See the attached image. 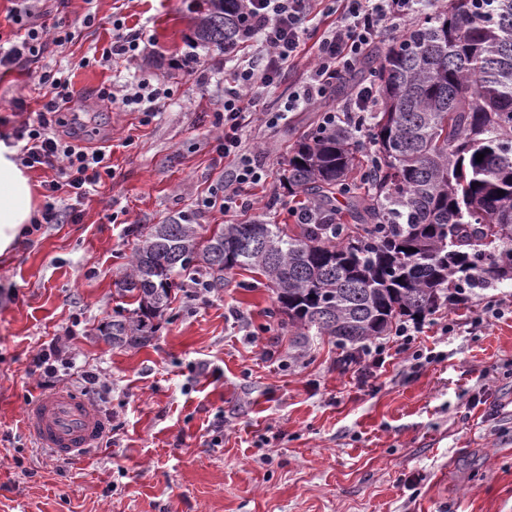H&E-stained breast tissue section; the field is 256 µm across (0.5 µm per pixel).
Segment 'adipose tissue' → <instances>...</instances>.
I'll use <instances>...</instances> for the list:
<instances>
[{
    "mask_svg": "<svg viewBox=\"0 0 512 512\" xmlns=\"http://www.w3.org/2000/svg\"><path fill=\"white\" fill-rule=\"evenodd\" d=\"M35 210L32 185L15 159V150L0 141V254L20 240Z\"/></svg>",
    "mask_w": 512,
    "mask_h": 512,
    "instance_id": "obj_1",
    "label": "adipose tissue"
}]
</instances>
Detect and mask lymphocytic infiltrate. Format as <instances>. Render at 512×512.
Wrapping results in <instances>:
<instances>
[{
	"label": "lymphocytic infiltrate",
	"instance_id": "obj_1",
	"mask_svg": "<svg viewBox=\"0 0 512 512\" xmlns=\"http://www.w3.org/2000/svg\"><path fill=\"white\" fill-rule=\"evenodd\" d=\"M38 2L20 0L14 11V38L9 46L0 45V67L37 65L36 77L46 88L40 108L14 129L12 145L23 167L52 172L46 184L49 192L65 185L80 197L100 182L109 159L105 151L87 150L59 133L74 91L64 71L39 68L38 62L49 48L66 44L71 33L63 22H43ZM317 2L244 0L237 38L224 48V139L219 150L228 160L229 170L221 192L202 199V208L225 213L249 208L252 201L246 191L263 180L261 165L243 148V130L251 119L244 103L247 90L271 85L284 66L306 48L311 56L308 77L299 90L289 94L282 109L294 112L317 103L327 96L338 75L354 69L373 44L396 32L400 21L414 14L419 0H336V22L311 44L307 35ZM169 96L164 85L143 80L126 85L119 97L108 90L100 94L101 100L118 101L146 114L156 112ZM378 98L377 84H365L354 90L342 107L323 112L321 125L343 124L363 131Z\"/></svg>",
	"mask_w": 512,
	"mask_h": 512
}]
</instances>
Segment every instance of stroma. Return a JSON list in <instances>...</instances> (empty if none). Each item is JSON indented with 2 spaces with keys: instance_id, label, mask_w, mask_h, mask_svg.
Here are the masks:
<instances>
[{
  "instance_id": "1",
  "label": "stroma",
  "mask_w": 512,
  "mask_h": 512,
  "mask_svg": "<svg viewBox=\"0 0 512 512\" xmlns=\"http://www.w3.org/2000/svg\"><path fill=\"white\" fill-rule=\"evenodd\" d=\"M192 0H41L71 42L46 55L66 69L71 111L91 113L82 145L112 154V173L75 204L77 221L44 225L0 256V512H512V317L470 321L512 286L441 306L421 321V348L439 360L416 366L391 349L384 365L345 362L327 338L291 345L272 314L264 278L236 270L206 299L177 291L153 339L115 348L98 334L134 309L119 282L147 227L182 216L208 229L238 222L199 199L223 181L217 151L224 111V53L192 45ZM143 32L133 58L104 65L112 23ZM195 50L200 66H179ZM308 61L284 67L248 93L243 132L266 170L250 190L253 214L291 223L297 199L282 182L298 137L342 105L332 90L316 106L266 122L305 81ZM164 81L159 112H126L100 90ZM38 109L30 73L0 69V140L19 121L13 101ZM456 330L442 335L447 318ZM58 339L75 368L57 385L82 390L83 371L109 391L98 408L108 439L58 458L27 435L23 414L42 396L26 369Z\"/></svg>"
}]
</instances>
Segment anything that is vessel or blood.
Masks as SVG:
<instances>
[{
	"label": "vessel or blood",
	"instance_id": "b4317fda",
	"mask_svg": "<svg viewBox=\"0 0 512 512\" xmlns=\"http://www.w3.org/2000/svg\"><path fill=\"white\" fill-rule=\"evenodd\" d=\"M24 425L38 447L61 458L97 444L103 435L93 404L71 389L39 397L27 408Z\"/></svg>",
	"mask_w": 512,
	"mask_h": 512
}]
</instances>
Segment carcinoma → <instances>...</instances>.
<instances>
[{
  "label": "carcinoma",
  "instance_id": "carcinoma-1",
  "mask_svg": "<svg viewBox=\"0 0 512 512\" xmlns=\"http://www.w3.org/2000/svg\"><path fill=\"white\" fill-rule=\"evenodd\" d=\"M242 10V0H196L195 39L234 42ZM363 68L381 85L374 152L363 162L351 130L317 126L284 170L321 223L255 219L207 236L188 217L152 225L118 288L138 307L98 329L106 341L149 342L194 272L209 289L235 269L263 276L293 345L320 336L353 352L405 317L512 282V0H443ZM338 195L351 225L332 206Z\"/></svg>",
  "mask_w": 512,
  "mask_h": 512
}]
</instances>
